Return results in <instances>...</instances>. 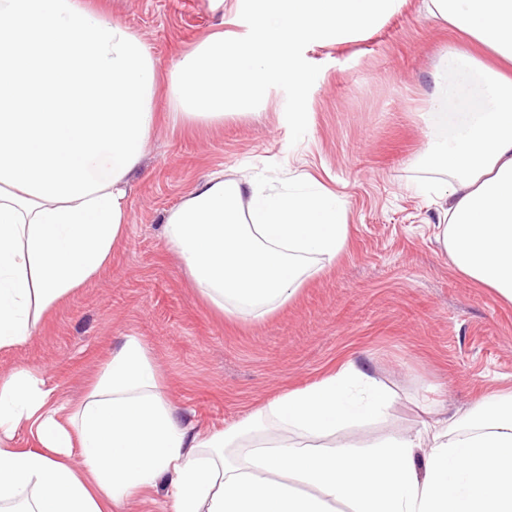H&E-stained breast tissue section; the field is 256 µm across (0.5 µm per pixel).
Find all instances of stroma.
<instances>
[{
  "label": "stroma",
  "instance_id": "stroma-1",
  "mask_svg": "<svg viewBox=\"0 0 512 512\" xmlns=\"http://www.w3.org/2000/svg\"><path fill=\"white\" fill-rule=\"evenodd\" d=\"M88 2L150 49L156 127L130 178L128 231L111 262L57 303L25 344L0 351L1 375L34 367L60 396L77 399L113 347L138 336L180 424L221 431L350 359L393 394L383 416L327 439L356 448L423 430L424 399L462 417L484 395L512 390V305L453 272L436 239L438 200L413 189L427 176L416 164L426 147L418 113L434 65L459 44L456 32L427 18L420 0H405L350 43H310L304 57L321 71L306 135L294 145L278 88L255 115L171 119L170 71L210 34L245 32L236 0ZM215 171L275 185L310 174L346 206L344 250L266 318L215 311L165 240L167 213Z\"/></svg>",
  "mask_w": 512,
  "mask_h": 512
}]
</instances>
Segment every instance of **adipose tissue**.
Instances as JSON below:
<instances>
[{
	"mask_svg": "<svg viewBox=\"0 0 512 512\" xmlns=\"http://www.w3.org/2000/svg\"><path fill=\"white\" fill-rule=\"evenodd\" d=\"M477 45L451 48L419 114L420 162L441 197L437 239L460 275L512 303V0H423ZM155 61L128 27L82 0H0V350L25 343L58 301L104 268L128 224V177L155 128ZM164 233L201 297L261 319L348 238L344 202L311 175L286 187L211 173ZM391 396L351 361L245 417L179 424L151 349L126 337L78 404L35 368L0 377V512H113L171 487V512H512V391L482 398L467 428L390 435L364 449L326 437ZM274 419L292 443L229 461L237 434ZM33 447L18 448V430ZM79 465H72V457Z\"/></svg>",
	"mask_w": 512,
	"mask_h": 512,
	"instance_id": "1",
	"label": "adipose tissue"
}]
</instances>
